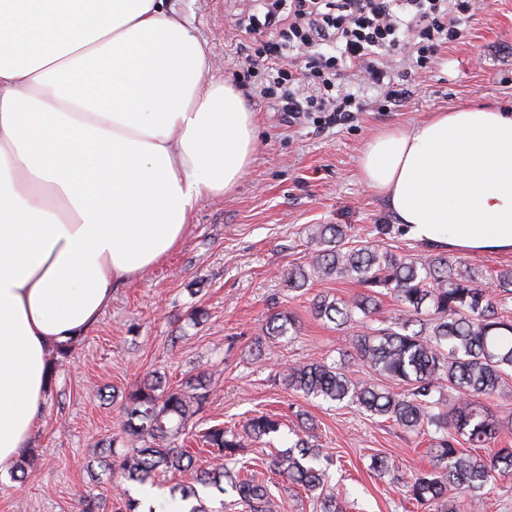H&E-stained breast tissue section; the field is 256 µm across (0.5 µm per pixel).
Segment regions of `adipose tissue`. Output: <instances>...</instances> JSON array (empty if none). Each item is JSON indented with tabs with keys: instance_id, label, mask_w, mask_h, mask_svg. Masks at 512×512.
Listing matches in <instances>:
<instances>
[{
	"instance_id": "obj_1",
	"label": "adipose tissue",
	"mask_w": 512,
	"mask_h": 512,
	"mask_svg": "<svg viewBox=\"0 0 512 512\" xmlns=\"http://www.w3.org/2000/svg\"><path fill=\"white\" fill-rule=\"evenodd\" d=\"M210 71L206 40L164 0H0L1 472L29 446L52 350L250 166L254 114ZM358 170L411 238L512 252V110L379 134Z\"/></svg>"
}]
</instances>
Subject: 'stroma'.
Masks as SVG:
<instances>
[{
	"mask_svg": "<svg viewBox=\"0 0 512 512\" xmlns=\"http://www.w3.org/2000/svg\"><path fill=\"white\" fill-rule=\"evenodd\" d=\"M209 45L214 77L243 78L250 40L240 18L263 14L262 0H175ZM465 39L444 45L430 68L414 73L403 55L394 71H410L409 94L382 112L369 108L336 124L293 122L269 100L247 97L258 127L254 160L234 191L203 200L180 246L160 264L112 288L97 323L55 359V374L30 446L25 472L0 475V512H80L88 493L104 503L124 484L100 465L102 449L131 445L120 427L122 396L153 372L172 385L203 380L208 396L179 445L199 449L198 431L242 425L257 412L277 414L281 429L250 444L244 476L269 484L279 512H320L310 494L271 472L273 455L311 436L321 466L337 485L345 512H436L405 494V481L428 469L430 434L406 431L384 418L288 389L285 376L301 362L352 361L357 328L318 319L313 298L345 301L360 294L348 278L313 279L289 288L291 268L311 261L316 224H339L348 246L383 245L426 255L427 245L392 226L384 202L358 175V158L377 133L452 108H512V0H475ZM380 224L391 225L387 235ZM290 315L285 335L271 338V314ZM396 463L378 476L371 457Z\"/></svg>",
	"mask_w": 512,
	"mask_h": 512,
	"instance_id": "stroma-1",
	"label": "stroma"
}]
</instances>
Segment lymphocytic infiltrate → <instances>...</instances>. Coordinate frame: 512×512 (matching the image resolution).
I'll list each match as a JSON object with an SVG mask.
<instances>
[{
    "label": "lymphocytic infiltrate",
    "instance_id": "lymphocytic-infiltrate-1",
    "mask_svg": "<svg viewBox=\"0 0 512 512\" xmlns=\"http://www.w3.org/2000/svg\"><path fill=\"white\" fill-rule=\"evenodd\" d=\"M473 6V0H270L263 19L244 26L267 65L246 75L291 119L325 112L345 120L366 102L338 84L341 71L358 68L381 89L383 102L400 103L407 90L390 82L385 57L402 46L416 69L428 68L443 44L458 39ZM297 53L305 57L300 68Z\"/></svg>",
    "mask_w": 512,
    "mask_h": 512
}]
</instances>
